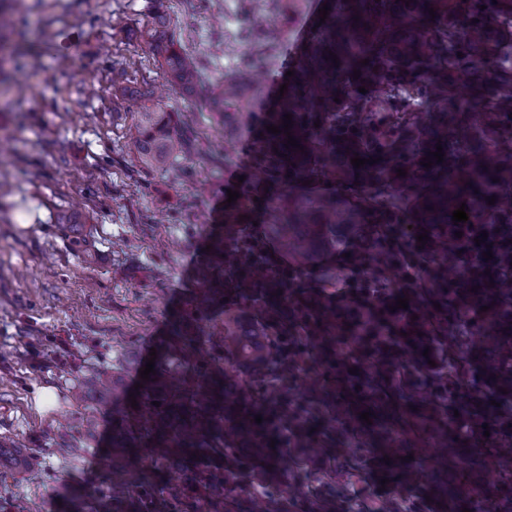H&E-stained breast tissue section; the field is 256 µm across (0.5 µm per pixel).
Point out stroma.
<instances>
[{
  "instance_id": "35a3bbf8",
  "label": "stroma",
  "mask_w": 512,
  "mask_h": 512,
  "mask_svg": "<svg viewBox=\"0 0 512 512\" xmlns=\"http://www.w3.org/2000/svg\"><path fill=\"white\" fill-rule=\"evenodd\" d=\"M170 27L205 65L192 97L170 95L197 150L179 171L143 169L127 146L128 102L112 87L161 89L139 41L149 0H15L38 71L18 72L24 96L0 105V440L26 447L30 471L0 482V512H94L109 408L71 393L91 368L117 372L127 390L176 321L201 341L224 332L223 307L199 304L208 245L224 232L228 193L250 175L249 137L231 162L209 157L224 139L206 103L233 71L239 0H163ZM98 422L84 436L82 417ZM69 442L77 455H62ZM361 442L336 467V512H371L388 496Z\"/></svg>"
}]
</instances>
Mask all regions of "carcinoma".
Instances as JSON below:
<instances>
[{
	"mask_svg": "<svg viewBox=\"0 0 512 512\" xmlns=\"http://www.w3.org/2000/svg\"><path fill=\"white\" fill-rule=\"evenodd\" d=\"M11 2L0 0V41L22 35ZM154 2L142 43L161 59L171 89L192 95L203 64L170 33L161 0ZM257 2L266 18L254 21ZM306 3L240 0L244 20L234 39L244 51L210 92L224 137L252 130L257 175L238 188L241 197L224 214L225 241L198 272L204 300L228 304L224 335L206 349L189 327L176 325L135 408L107 371H90L77 394L80 403L93 396L112 405V503L123 506L127 469L146 457L179 473L163 487L177 512H295L302 505L330 512L336 462L349 460L367 434L378 468L395 479L377 512H416L408 491L420 473L406 458L427 447L435 453L430 489L445 512H512V0H328L325 22L287 63L294 72L287 90L262 105L264 74L288 37L271 18ZM289 134L297 146L285 147ZM438 144L443 161L421 165ZM192 146L164 100L144 97L129 127L138 163L167 172ZM356 156L377 162L356 168ZM400 169L406 175L397 176ZM463 202L468 223L489 226L484 245L493 255L467 266L452 221ZM259 210L288 265L270 263L266 241L247 232L249 215ZM324 251L348 253L356 266L377 252L372 286L408 299L445 360L439 370L448 397L462 389L458 358L480 368L488 390L472 388L459 399L466 433L442 421L435 398L412 397L389 382L387 352L352 400L340 398L359 362L336 348L340 325L326 294L336 287V270L325 268L316 290L294 287ZM430 259L427 280L406 285L397 278L396 271ZM378 326L367 318L352 335L366 345ZM303 339L318 347L332 380L312 381L298 394L288 386L290 357ZM363 412L372 424L360 419ZM312 420L324 423L318 436ZM486 423L497 424L488 437ZM291 455L325 463L315 483L285 465ZM28 468L22 444L0 443V472ZM270 481L282 485L278 494H265Z\"/></svg>",
	"mask_w": 512,
	"mask_h": 512,
	"instance_id": "carcinoma-1",
	"label": "carcinoma"
}]
</instances>
